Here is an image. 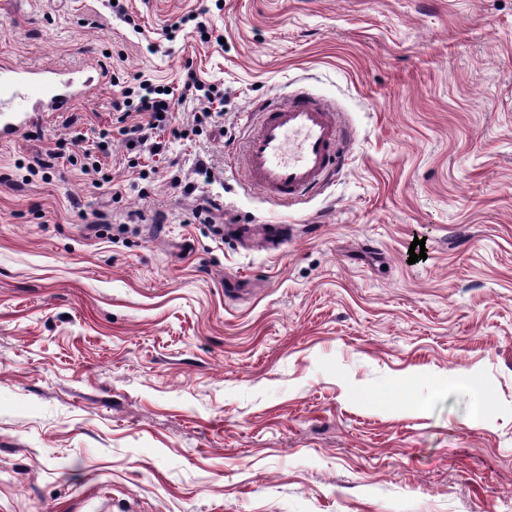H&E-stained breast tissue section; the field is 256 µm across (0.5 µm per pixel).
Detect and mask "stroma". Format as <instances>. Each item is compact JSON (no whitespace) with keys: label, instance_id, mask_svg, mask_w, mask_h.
<instances>
[{"label":"stroma","instance_id":"35a3bbf8","mask_svg":"<svg viewBox=\"0 0 512 512\" xmlns=\"http://www.w3.org/2000/svg\"><path fill=\"white\" fill-rule=\"evenodd\" d=\"M122 5L0 0V59L106 72L0 143V512H512V0ZM141 78L153 145L112 106ZM303 85L344 138L285 208L237 151ZM104 130L100 172L30 175ZM204 91V97L209 104H213L216 100L219 101L221 106H224V91H220L218 87L209 86L205 90V84L198 78L196 72L187 67L186 73L181 86V98L185 101L187 99H195L197 92ZM142 91L135 102L131 98L134 91L130 87H122L118 97L113 101L116 111L123 112L118 121L125 122L126 118L135 112L141 118L140 122L122 128V133L129 136V141L146 143L152 136V131L170 123L171 102L165 89L154 86L149 80H143L139 84ZM132 93V94H131Z\"/></svg>","mask_w":512,"mask_h":512}]
</instances>
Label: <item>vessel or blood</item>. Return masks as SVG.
Returning a JSON list of instances; mask_svg holds the SVG:
<instances>
[{
  "label": "vessel or blood",
  "mask_w": 512,
  "mask_h": 512,
  "mask_svg": "<svg viewBox=\"0 0 512 512\" xmlns=\"http://www.w3.org/2000/svg\"><path fill=\"white\" fill-rule=\"evenodd\" d=\"M91 89V83H77L66 71L1 62L0 140H13L41 101L66 106ZM339 141L335 110L301 91L263 113L243 147L242 170L251 187L286 205L324 183Z\"/></svg>",
  "instance_id": "obj_1"
}]
</instances>
